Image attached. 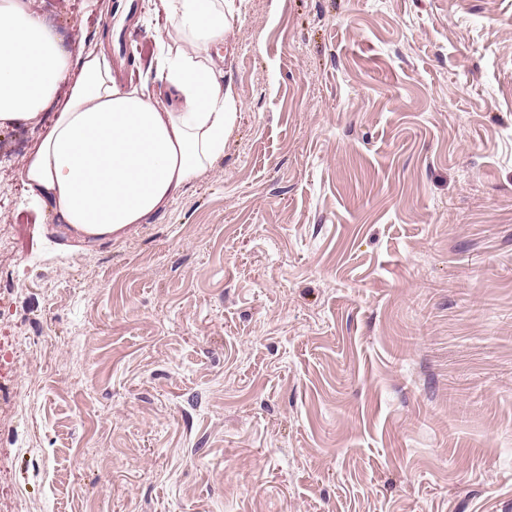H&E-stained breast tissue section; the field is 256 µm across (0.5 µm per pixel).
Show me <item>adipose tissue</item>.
Returning a JSON list of instances; mask_svg holds the SVG:
<instances>
[{"instance_id": "1", "label": "adipose tissue", "mask_w": 512, "mask_h": 512, "mask_svg": "<svg viewBox=\"0 0 512 512\" xmlns=\"http://www.w3.org/2000/svg\"><path fill=\"white\" fill-rule=\"evenodd\" d=\"M227 2L159 0L154 85L127 89L105 52L71 54L34 0H0V130L42 125L21 169L32 205L75 238L104 241L148 223L202 176L237 110L213 56Z\"/></svg>"}]
</instances>
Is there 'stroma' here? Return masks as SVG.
<instances>
[{
    "mask_svg": "<svg viewBox=\"0 0 512 512\" xmlns=\"http://www.w3.org/2000/svg\"><path fill=\"white\" fill-rule=\"evenodd\" d=\"M149 80L154 0H38ZM224 153L84 245L0 130L24 512H512V0H243Z\"/></svg>",
    "mask_w": 512,
    "mask_h": 512,
    "instance_id": "35a3bbf8",
    "label": "stroma"
}]
</instances>
